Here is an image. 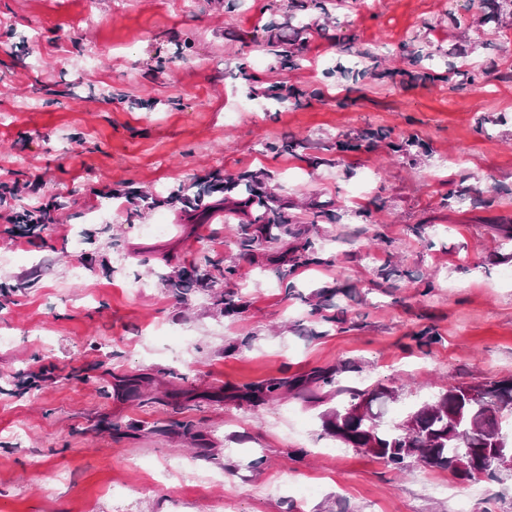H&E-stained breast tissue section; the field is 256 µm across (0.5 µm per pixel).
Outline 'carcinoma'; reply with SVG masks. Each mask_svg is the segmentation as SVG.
<instances>
[{
  "label": "carcinoma",
  "mask_w": 512,
  "mask_h": 512,
  "mask_svg": "<svg viewBox=\"0 0 512 512\" xmlns=\"http://www.w3.org/2000/svg\"><path fill=\"white\" fill-rule=\"evenodd\" d=\"M414 148L426 152L424 144L413 137L389 144V151L398 156H407ZM223 189L242 196L241 203L256 211L253 223L261 225L264 236L273 224L292 223L260 176L251 171L224 178ZM240 391L248 402L268 401L290 393L292 386L286 379H269L246 383ZM392 392L380 383L363 389L336 388V395L346 394L348 399L325 414L324 431L393 471L404 472L417 464L466 482L480 478L453 469L452 460L461 457L470 469L483 470L493 451L512 448V441L502 433L503 420L512 417V378L450 383L407 414L408 428L404 420L388 417L389 405L394 403Z\"/></svg>",
  "instance_id": "carcinoma-1"
}]
</instances>
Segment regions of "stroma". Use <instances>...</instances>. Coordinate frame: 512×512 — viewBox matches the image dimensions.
Listing matches in <instances>:
<instances>
[{
    "label": "stroma",
    "instance_id": "1",
    "mask_svg": "<svg viewBox=\"0 0 512 512\" xmlns=\"http://www.w3.org/2000/svg\"><path fill=\"white\" fill-rule=\"evenodd\" d=\"M408 135L426 153L390 155ZM244 170L269 174L293 217L249 253L251 212L203 189ZM1 181L16 208L39 186L52 224L20 245L0 223V512H454L469 492L338 447L321 416L340 399L310 379L381 382L402 412L512 376V16L497 0H0ZM185 188L201 206L176 200ZM315 203L337 222L311 225ZM159 222L167 234L145 233ZM307 243L322 262L294 269ZM216 265L237 313L165 285ZM41 365L53 382L19 390ZM136 378L164 406L142 414ZM270 378L301 388L240 401Z\"/></svg>",
    "mask_w": 512,
    "mask_h": 512
}]
</instances>
